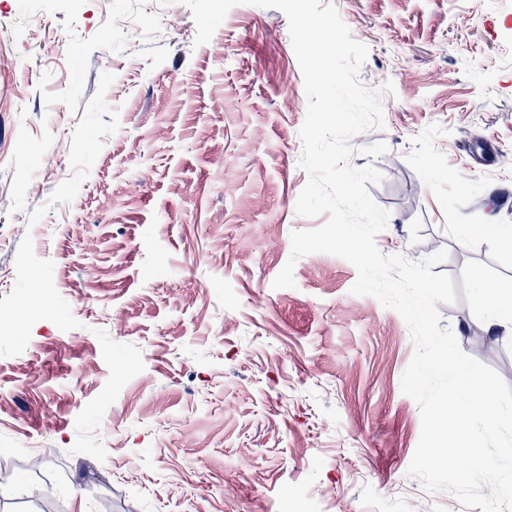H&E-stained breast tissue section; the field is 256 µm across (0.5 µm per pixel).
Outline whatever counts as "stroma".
<instances>
[{
    "mask_svg": "<svg viewBox=\"0 0 512 512\" xmlns=\"http://www.w3.org/2000/svg\"><path fill=\"white\" fill-rule=\"evenodd\" d=\"M384 125L376 237L435 272L461 349L512 386V0H331ZM161 0H0V512H481L408 473L403 318L291 234L307 96L286 15L196 42ZM385 143L369 159L363 148ZM54 451L33 466L31 446ZM494 293V302L489 311V319L495 325H512V292L501 291L495 282L484 281L478 288V300L485 305L489 293Z\"/></svg>",
    "mask_w": 512,
    "mask_h": 512,
    "instance_id": "stroma-1",
    "label": "stroma"
}]
</instances>
